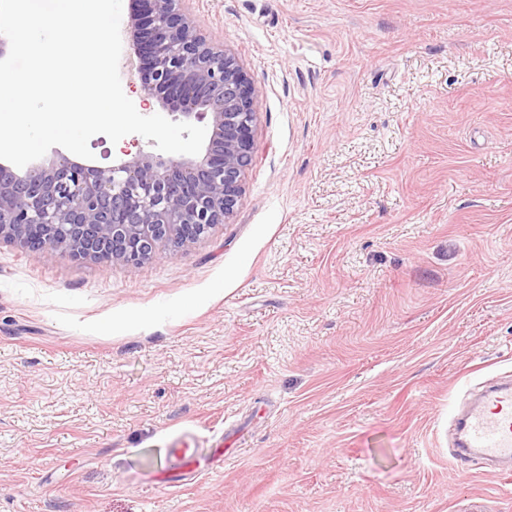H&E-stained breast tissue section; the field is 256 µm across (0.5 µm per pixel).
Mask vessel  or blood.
Masks as SVG:
<instances>
[{
	"instance_id": "1",
	"label": "vessel or blood",
	"mask_w": 512,
	"mask_h": 512,
	"mask_svg": "<svg viewBox=\"0 0 512 512\" xmlns=\"http://www.w3.org/2000/svg\"><path fill=\"white\" fill-rule=\"evenodd\" d=\"M454 462L480 458L491 462L512 461V380L500 378L485 385L477 401L466 406L453 419ZM198 440L182 433L169 442L173 467L168 484L185 481L197 469Z\"/></svg>"
}]
</instances>
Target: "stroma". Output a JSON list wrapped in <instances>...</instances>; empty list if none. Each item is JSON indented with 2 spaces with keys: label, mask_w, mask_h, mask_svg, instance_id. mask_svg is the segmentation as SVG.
<instances>
[{
  "label": "stroma",
  "mask_w": 512,
  "mask_h": 512,
  "mask_svg": "<svg viewBox=\"0 0 512 512\" xmlns=\"http://www.w3.org/2000/svg\"><path fill=\"white\" fill-rule=\"evenodd\" d=\"M184 7L254 84L241 198L139 265L0 239V512H512L448 459L512 375V0ZM197 446L198 440L191 432H184L170 440L169 455L173 471L166 477L168 484H179L186 480L187 475L196 472Z\"/></svg>",
  "instance_id": "stroma-1"
}]
</instances>
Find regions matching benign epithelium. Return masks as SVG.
<instances>
[{
  "mask_svg": "<svg viewBox=\"0 0 512 512\" xmlns=\"http://www.w3.org/2000/svg\"><path fill=\"white\" fill-rule=\"evenodd\" d=\"M183 0H137L129 43L144 92L185 116H210L195 156L138 152L101 167L59 155L17 170L0 162V239L74 260L138 265L158 245L193 242L233 214L253 160L254 88L234 55L216 50Z\"/></svg>",
  "mask_w": 512,
  "mask_h": 512,
  "instance_id": "1",
  "label": "benign epithelium"
}]
</instances>
